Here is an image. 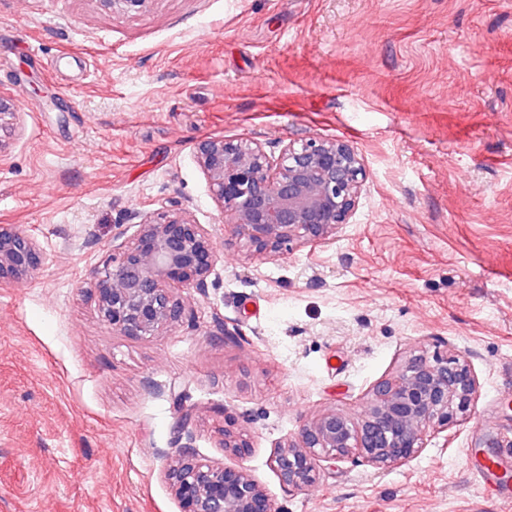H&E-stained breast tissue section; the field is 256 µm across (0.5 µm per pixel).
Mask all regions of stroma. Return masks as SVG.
Instances as JSON below:
<instances>
[{
    "label": "stroma",
    "instance_id": "35a3bbf8",
    "mask_svg": "<svg viewBox=\"0 0 512 512\" xmlns=\"http://www.w3.org/2000/svg\"><path fill=\"white\" fill-rule=\"evenodd\" d=\"M0 92L19 110L0 224L46 256L0 285V512H181L166 470L187 411L198 458L247 468L277 512H512L469 466L512 454V0H0ZM219 137L273 156L348 140L356 212L325 244L253 255L194 160ZM162 207L220 261L179 289L182 323L122 336L91 273ZM449 353L477 381L465 420L399 465L281 486L271 456L306 419L361 414L409 357ZM152 0H94L98 10L112 15H134L147 8Z\"/></svg>",
    "mask_w": 512,
    "mask_h": 512
}]
</instances>
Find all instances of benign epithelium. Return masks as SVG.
<instances>
[{
    "instance_id": "obj_1",
    "label": "benign epithelium",
    "mask_w": 512,
    "mask_h": 512,
    "mask_svg": "<svg viewBox=\"0 0 512 512\" xmlns=\"http://www.w3.org/2000/svg\"><path fill=\"white\" fill-rule=\"evenodd\" d=\"M98 10L134 15L151 0H94ZM15 104L0 95V133L17 124ZM194 159L211 195L229 217L225 232L246 240L253 254L274 260L292 244L318 245L348 223L366 178L349 142L310 138L290 142L278 157L243 139L198 142ZM219 262L213 235L181 208H161L138 223L131 246L93 273L99 312L122 336L149 337L182 320L173 287L201 288ZM44 264L28 233L0 224V285L21 283ZM477 382L458 355L410 357L395 375L375 383L364 414L334 409L307 419L298 435L275 450L272 463L288 491L318 480V462L359 455L391 467L424 447L431 433L464 420ZM224 448L241 453L247 440L224 430ZM182 512H273L265 489L245 468L218 467L181 445L166 473Z\"/></svg>"
}]
</instances>
